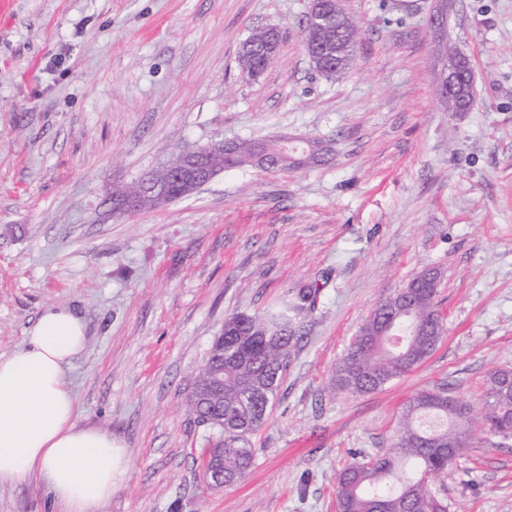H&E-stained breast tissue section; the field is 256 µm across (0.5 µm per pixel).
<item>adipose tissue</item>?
I'll list each match as a JSON object with an SVG mask.
<instances>
[{
  "mask_svg": "<svg viewBox=\"0 0 512 512\" xmlns=\"http://www.w3.org/2000/svg\"><path fill=\"white\" fill-rule=\"evenodd\" d=\"M85 342L81 318L52 308L29 329L23 347L0 355V485L40 477L65 512H96L124 474L111 436L75 421L64 370Z\"/></svg>",
  "mask_w": 512,
  "mask_h": 512,
  "instance_id": "ef3b65f1",
  "label": "adipose tissue"
}]
</instances>
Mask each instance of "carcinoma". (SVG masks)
<instances>
[{
  "label": "carcinoma",
  "instance_id": "cac0c4a2",
  "mask_svg": "<svg viewBox=\"0 0 512 512\" xmlns=\"http://www.w3.org/2000/svg\"><path fill=\"white\" fill-rule=\"evenodd\" d=\"M273 29H259L239 50L242 73L254 78L263 72L260 51L271 41ZM359 24L341 9L336 23L323 29L303 30V42L320 44L335 76L355 61L361 42ZM445 111L473 106L475 95L470 64L460 70L458 89L437 94ZM265 144L269 168L287 170L282 147L261 139L238 140L234 154L224 158V169L253 165L255 149ZM183 161L179 152L129 191L141 196V208L158 207L146 183L163 180L168 170ZM425 270L410 281L405 294L379 303L359 329L336 369V389L363 395L384 388L421 364L442 336L435 280ZM322 285L301 282L291 301L277 312L237 313L224 320V388L207 399L201 390L217 360L211 354L195 380L189 406L197 423L209 431V462H224V485L243 479L255 463L250 437L264 424L278 396L293 352L304 340L303 317L315 310ZM260 380L268 387L254 402L244 403L247 389ZM467 408L444 389H424L402 407L400 428L393 448L363 456L344 467L336 487L337 512H448V501L431 487L430 478L447 472L448 465L468 446L471 429ZM483 424L503 437H512V370L490 372L484 382Z\"/></svg>",
  "mask_w": 512,
  "mask_h": 512
}]
</instances>
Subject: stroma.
Returning <instances> with one entry per match:
<instances>
[{"instance_id":"stroma-1","label":"stroma","mask_w":512,"mask_h":512,"mask_svg":"<svg viewBox=\"0 0 512 512\" xmlns=\"http://www.w3.org/2000/svg\"><path fill=\"white\" fill-rule=\"evenodd\" d=\"M363 35L328 78L302 42L307 0H13L0 12V355L65 307L86 345L65 372L80 425L109 432L126 473L98 512H336L340 471L392 448L403 404L444 388L470 444L432 479L448 512H512V438L481 423L484 380L512 369V0H453L448 46L476 104L447 112L432 0H340ZM281 35L259 78L238 48ZM328 146L304 170L224 172L133 214L112 200L175 153L220 139ZM440 271L443 337L362 396L336 367L361 324ZM324 287L305 320L255 464L207 486L208 431L188 398L227 316ZM0 512H61L44 481L0 486ZM273 30V28L255 30L241 44L239 61L245 76L254 78L263 72L259 53L264 45L271 41Z\"/></svg>"}]
</instances>
